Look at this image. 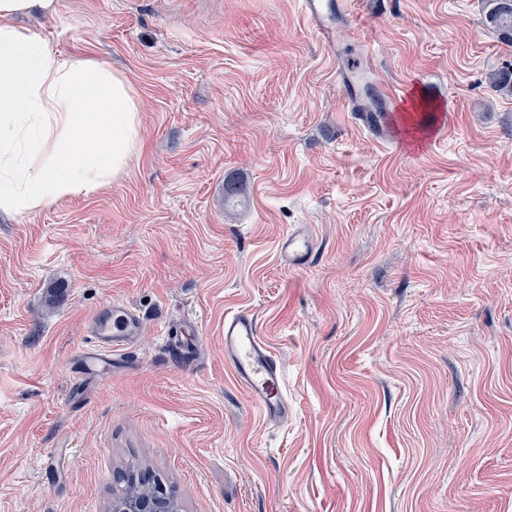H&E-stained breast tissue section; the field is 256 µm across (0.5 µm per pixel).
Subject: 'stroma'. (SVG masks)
I'll return each instance as SVG.
<instances>
[{"label":"stroma","mask_w":512,"mask_h":512,"mask_svg":"<svg viewBox=\"0 0 512 512\" xmlns=\"http://www.w3.org/2000/svg\"><path fill=\"white\" fill-rule=\"evenodd\" d=\"M483 8L353 0L375 86L443 128L412 143L399 112L365 127L300 0H56L53 50L122 74L139 145L0 213V512H106L129 465L182 512H512V48ZM116 300L144 330L83 376ZM240 310L284 369L276 426L224 361ZM279 249L288 267L303 268L311 262L317 249V240L310 227L297 226L281 239Z\"/></svg>","instance_id":"obj_1"}]
</instances>
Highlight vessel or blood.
Masks as SVG:
<instances>
[{
    "mask_svg": "<svg viewBox=\"0 0 512 512\" xmlns=\"http://www.w3.org/2000/svg\"><path fill=\"white\" fill-rule=\"evenodd\" d=\"M302 12L318 39L332 48L336 45V25L348 18L351 3L350 0H302ZM279 249L288 267L302 268L311 262L317 240L310 227L302 225L281 239ZM142 329L139 311L123 302H113L89 324L88 333L95 342L82 353L86 369L105 374L116 353L128 350ZM224 359L267 422L287 420L289 405L283 394L281 362L261 337L250 312L240 311L225 318Z\"/></svg>",
    "mask_w": 512,
    "mask_h": 512,
    "instance_id": "1",
    "label": "vessel or blood"
}]
</instances>
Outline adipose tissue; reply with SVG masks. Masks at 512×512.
<instances>
[{
    "label": "adipose tissue",
    "mask_w": 512,
    "mask_h": 512,
    "mask_svg": "<svg viewBox=\"0 0 512 512\" xmlns=\"http://www.w3.org/2000/svg\"><path fill=\"white\" fill-rule=\"evenodd\" d=\"M56 0H0V210L35 211L106 184L139 141L140 104L104 61L61 59L44 29Z\"/></svg>",
    "instance_id": "adipose-tissue-1"
}]
</instances>
